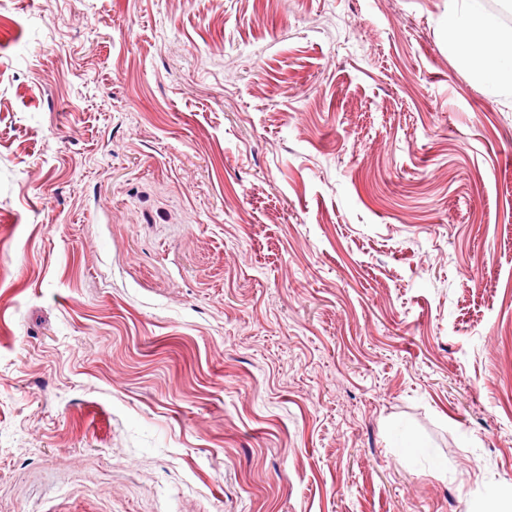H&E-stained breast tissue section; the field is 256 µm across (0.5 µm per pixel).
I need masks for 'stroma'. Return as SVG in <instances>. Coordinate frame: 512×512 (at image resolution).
Masks as SVG:
<instances>
[{"instance_id":"35a3bbf8","label":"stroma","mask_w":512,"mask_h":512,"mask_svg":"<svg viewBox=\"0 0 512 512\" xmlns=\"http://www.w3.org/2000/svg\"><path fill=\"white\" fill-rule=\"evenodd\" d=\"M447 15L0 0V512H512V103Z\"/></svg>"}]
</instances>
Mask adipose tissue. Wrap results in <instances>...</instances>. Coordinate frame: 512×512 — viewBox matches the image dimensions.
<instances>
[{"label": "adipose tissue", "mask_w": 512, "mask_h": 512, "mask_svg": "<svg viewBox=\"0 0 512 512\" xmlns=\"http://www.w3.org/2000/svg\"><path fill=\"white\" fill-rule=\"evenodd\" d=\"M448 12V54L458 66L492 94L512 98V30L499 26L494 15L475 9L473 0H454Z\"/></svg>", "instance_id": "1"}]
</instances>
